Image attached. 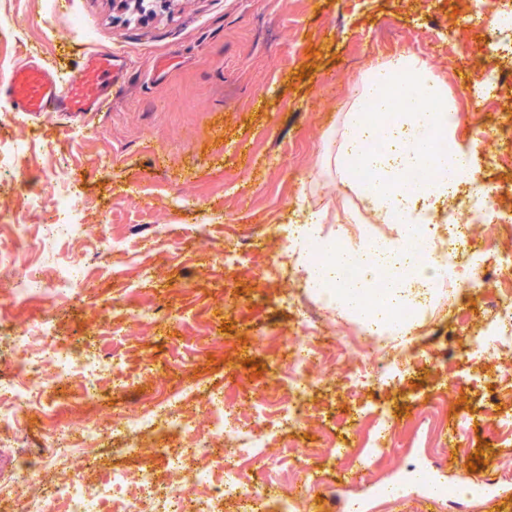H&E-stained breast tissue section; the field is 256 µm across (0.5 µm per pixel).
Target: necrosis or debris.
<instances>
[{
  "label": "necrosis or debris",
  "mask_w": 512,
  "mask_h": 512,
  "mask_svg": "<svg viewBox=\"0 0 512 512\" xmlns=\"http://www.w3.org/2000/svg\"><path fill=\"white\" fill-rule=\"evenodd\" d=\"M465 3L476 6L478 16L484 19L482 45L493 47L512 37V7L503 0ZM470 179L480 183L483 201L458 205L449 213L447 223L421 225L409 249L420 261L432 252L441 253V285L455 292L469 291L484 303L491 318L475 335L493 342L488 362L498 366L512 359V252L504 253L491 270L476 261L458 264L461 251L474 243L476 228L485 220L484 200L501 192L498 185L482 180L478 172H471ZM52 207L64 216V223L0 224V237L6 235L12 241L10 251H0V290L10 299L41 295L70 299L77 291L93 286L82 253L84 244L93 237L83 222L85 200L64 185L54 194ZM33 236L40 239L39 255L20 258V248ZM64 245L69 248L65 255L60 252ZM419 323L420 311L413 305L394 310L389 333L350 326L341 312L328 321L310 313L299 334L289 339L287 389L271 390L253 411H230L214 402L200 421L191 415L178 422H165L154 411L125 424L129 450L145 448L146 437L154 434L164 440V447L155 454L167 466L165 475L156 478L128 471L96 472L90 447L98 430L82 422L53 436L46 457L25 460V467L42 471L45 477L11 478L7 497L21 512H98L100 501L106 498L112 501V512H223L225 499L233 496L261 506L272 503L275 512H298V498L274 497L269 491L235 480L233 474L240 461L264 457L274 438L267 430L270 416H281L286 423L301 418L305 411L302 396L316 367L328 364L340 371L351 383L346 394L352 397L356 382L384 378L402 362H421L423 352L395 336L396 331ZM327 327L340 331L332 350L323 348L320 337ZM8 342L32 351L31 357L23 358L16 383L0 387V447L17 449L21 446L19 418L32 410L35 398L62 379L74 381L83 395H90L102 360L87 349L74 353L64 350L49 318L9 337ZM443 407V402L432 403L417 419L400 426L389 424L383 415H374L364 442L369 456H376L384 444L396 447L402 438L417 439L423 429L430 435L431 448H441Z\"/></svg>",
  "instance_id": "1"
}]
</instances>
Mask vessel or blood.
<instances>
[{
    "label": "vessel or blood",
    "instance_id": "1",
    "mask_svg": "<svg viewBox=\"0 0 512 512\" xmlns=\"http://www.w3.org/2000/svg\"><path fill=\"white\" fill-rule=\"evenodd\" d=\"M112 57V51H96L63 81L38 66L23 64L0 77V99L25 117L102 111L111 103L103 76L112 69ZM468 488L473 495L490 502L512 498V488L498 484L489 473L472 478Z\"/></svg>",
    "mask_w": 512,
    "mask_h": 512
}]
</instances>
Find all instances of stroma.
Wrapping results in <instances>:
<instances>
[{"label": "stroma", "mask_w": 512, "mask_h": 512, "mask_svg": "<svg viewBox=\"0 0 512 512\" xmlns=\"http://www.w3.org/2000/svg\"><path fill=\"white\" fill-rule=\"evenodd\" d=\"M0 16L10 20L0 28V57L10 65L33 60L63 79L97 50L124 61L120 75L106 77L110 111L37 116L22 127L0 111V149L25 145L13 180L0 182V202L13 208L14 221L50 223L48 178L62 166L97 235L85 248L93 298L0 300V337L50 317L64 345L93 340L125 354L132 377L127 385L103 380L79 406L73 385L59 384L52 405L64 426L74 413L92 423L139 415L164 395L185 412L204 411L217 393L250 404L281 378L284 338L305 313L304 302L288 301L273 285L289 273L277 262L289 248L282 227L317 206L328 235L341 230L364 244L397 233L350 188L330 152L349 85L368 68L401 54L425 62L455 103L459 143L500 127L489 155L473 160L489 181L512 185V47L483 52L470 16L455 12L453 0H173L145 23L116 19L112 0H0ZM489 68L504 81L481 99L471 81ZM330 185L338 195L327 194ZM27 193L41 194L42 206L24 207ZM488 210L481 247L491 268L512 250V195L492 199ZM147 236L157 243L144 253L138 243ZM234 242L249 255L229 268L224 251ZM146 268L152 274L143 288ZM229 285L236 298H225ZM141 308L153 309V321L128 319ZM463 311L472 323L486 321L477 302L438 296L413 333L421 365L400 366L354 400L334 375H320L308 393L309 419L277 429L271 451L284 460L298 447L317 451L310 512H323L320 499L345 495L342 472L364 437L367 407L410 420L452 380L451 417L471 421L453 453L477 467L512 457V443L491 426L512 415V375L481 367V344L457 320ZM94 314L96 336L87 327ZM448 366L451 378H436ZM121 443L107 426L94 452L117 470L163 473L160 461L117 454ZM435 463L420 448L388 449L360 484L363 512H414L421 491L409 477ZM379 477L403 481L408 504L380 507L372 485Z\"/></svg>", "instance_id": "1"}]
</instances>
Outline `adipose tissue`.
<instances>
[{"label": "adipose tissue", "mask_w": 512, "mask_h": 512, "mask_svg": "<svg viewBox=\"0 0 512 512\" xmlns=\"http://www.w3.org/2000/svg\"><path fill=\"white\" fill-rule=\"evenodd\" d=\"M409 77L411 92L405 95L401 108L392 111L390 124L380 127L367 126L363 120L364 102H373L379 111H390L386 89L395 74ZM435 102L437 111L426 112L417 104V98ZM455 110L448 98V89L435 79L426 64L414 56H402L389 63L371 67L362 77V90L350 104L344 118L341 142L337 154L339 165H346L352 158H359L373 173V181L364 186L362 193L372 211L383 222L398 223V239L379 241L376 258L370 263L368 273L377 272L379 266L398 264L402 258L400 243L411 238L417 225L440 222L437 201L447 199L448 189L462 181L468 169L470 152L463 144H456L453 152L436 154L426 148L424 134L435 129L452 134L453 125L448 117ZM370 137L380 139L384 148L380 153L365 155L362 143ZM431 166L441 171L442 181L423 185H408L403 179L405 169ZM440 260L429 257L420 264L414 281L393 279L387 285L385 299L374 309L363 304L361 293L365 281H357L336 296V305L344 313L371 328L386 329L388 312L392 305L406 303V289L421 288L433 283L440 275Z\"/></svg>", "instance_id": "ef3b65f1"}]
</instances>
